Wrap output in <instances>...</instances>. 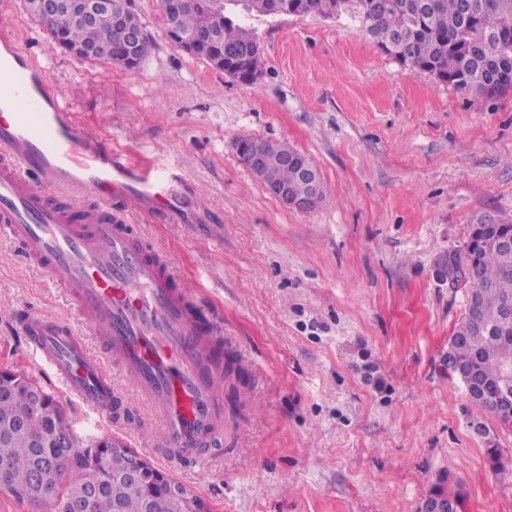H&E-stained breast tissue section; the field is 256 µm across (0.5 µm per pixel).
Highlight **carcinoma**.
I'll return each mask as SVG.
<instances>
[{
    "instance_id": "1",
    "label": "carcinoma",
    "mask_w": 512,
    "mask_h": 512,
    "mask_svg": "<svg viewBox=\"0 0 512 512\" xmlns=\"http://www.w3.org/2000/svg\"><path fill=\"white\" fill-rule=\"evenodd\" d=\"M280 0H184L173 18L174 30L194 35L205 16L212 19V37L188 55L219 70L237 68L241 80L261 71L252 30L237 21L246 16H279ZM25 10L50 36L53 47L85 61L105 62L128 70L140 66L151 43L143 36L134 57L125 53L123 35L144 26L129 7V0H112L114 8L101 9L87 20L60 24L37 16L30 0ZM301 16L316 13L326 18L349 16L362 24L379 49L410 69L429 73L456 90L486 99L512 90V0H288ZM107 45V56L89 50ZM264 154L255 174L265 185H286L299 194L305 187L284 156L290 148L275 150L267 141L245 137L235 144ZM512 256L505 258L482 248L466 258L469 289L476 292L478 309L488 331L477 335L472 315L465 314L449 343L454 356L473 364L478 376L493 384L512 364V324L501 325V304L512 299ZM224 393L237 401L241 371L224 360ZM75 429L61 406L36 380L24 373L0 370V492L53 512L65 504L90 499L89 512H180L170 496L174 478L142 460L135 476L127 472L126 455H138L110 436L81 438L66 447L62 436Z\"/></svg>"
}]
</instances>
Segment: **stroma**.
<instances>
[{
  "instance_id": "1",
  "label": "stroma",
  "mask_w": 512,
  "mask_h": 512,
  "mask_svg": "<svg viewBox=\"0 0 512 512\" xmlns=\"http://www.w3.org/2000/svg\"><path fill=\"white\" fill-rule=\"evenodd\" d=\"M131 6L153 42L134 70L53 50L22 0L0 14L81 120L181 184L182 214L112 215L172 257L247 380L221 454L168 473L211 512H420L442 481L462 486L463 512H512V428L448 371L467 289L435 272L478 215L512 222V91L457 92L385 55L358 21L314 13L250 20L262 73L243 82L171 42L160 0ZM248 136L312 159L314 210L266 191L234 148ZM24 306L83 326L0 239V369L30 370ZM59 404L80 436L133 438L149 456L145 408L100 424Z\"/></svg>"
}]
</instances>
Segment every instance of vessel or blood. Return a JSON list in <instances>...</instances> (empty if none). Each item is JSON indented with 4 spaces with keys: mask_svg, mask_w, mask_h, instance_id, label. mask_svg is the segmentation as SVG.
I'll use <instances>...</instances> for the list:
<instances>
[{
    "mask_svg": "<svg viewBox=\"0 0 512 512\" xmlns=\"http://www.w3.org/2000/svg\"><path fill=\"white\" fill-rule=\"evenodd\" d=\"M9 116H2V109ZM92 193L95 205L55 203ZM132 213H172L173 178L134 170L83 126L50 85L45 69L0 25V238L61 289L87 322L19 310L15 323L36 379L85 411L112 417L125 393L157 424L153 446L165 462L206 464L224 435V344L217 322L200 328L199 304L172 261L128 224L112 221L113 200ZM120 375L126 389L112 381Z\"/></svg>",
    "mask_w": 512,
    "mask_h": 512,
    "instance_id": "1",
    "label": "vessel or blood"
}]
</instances>
